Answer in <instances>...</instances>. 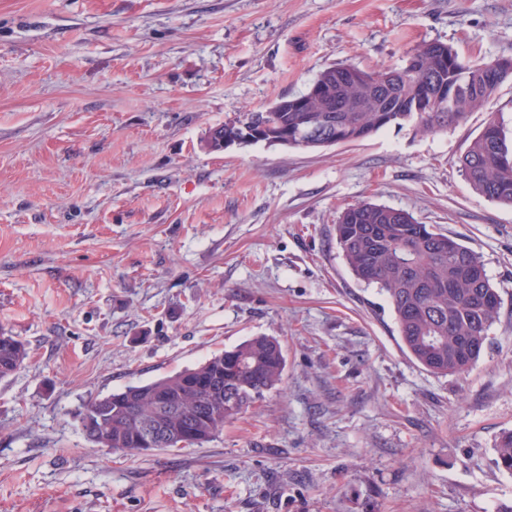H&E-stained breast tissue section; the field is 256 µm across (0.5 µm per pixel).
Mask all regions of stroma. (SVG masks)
I'll use <instances>...</instances> for the list:
<instances>
[{
	"label": "stroma",
	"mask_w": 512,
	"mask_h": 512,
	"mask_svg": "<svg viewBox=\"0 0 512 512\" xmlns=\"http://www.w3.org/2000/svg\"><path fill=\"white\" fill-rule=\"evenodd\" d=\"M423 41L512 57V0H0V512H498L512 474V207L458 160L512 78L434 134L220 153L210 128L336 63ZM402 209L481 256L501 315L463 374L425 370L336 243L344 207ZM277 338L281 384L208 443L109 451L86 405ZM26 345L7 332H0V379L15 374L27 358Z\"/></svg>",
	"instance_id": "stroma-1"
}]
</instances>
